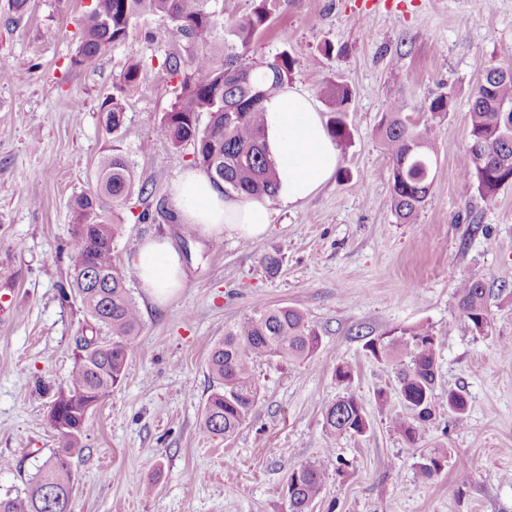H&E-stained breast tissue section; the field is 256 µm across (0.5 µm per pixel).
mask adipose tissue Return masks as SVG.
<instances>
[{"label":"adipose tissue","mask_w":512,"mask_h":512,"mask_svg":"<svg viewBox=\"0 0 512 512\" xmlns=\"http://www.w3.org/2000/svg\"><path fill=\"white\" fill-rule=\"evenodd\" d=\"M266 145L278 175L277 197L299 205L334 176L339 152L315 101L293 87H284L263 103ZM182 223L206 239L231 232L255 240L267 233L274 211L264 197H227L200 171L184 172L171 187ZM142 288L157 302L185 280L180 256L169 239L144 241L128 260Z\"/></svg>","instance_id":"adipose-tissue-1"}]
</instances>
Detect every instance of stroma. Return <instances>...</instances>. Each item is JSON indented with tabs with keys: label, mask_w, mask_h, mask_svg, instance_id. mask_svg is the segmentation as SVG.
I'll return each instance as SVG.
<instances>
[{
	"label": "stroma",
	"mask_w": 512,
	"mask_h": 512,
	"mask_svg": "<svg viewBox=\"0 0 512 512\" xmlns=\"http://www.w3.org/2000/svg\"><path fill=\"white\" fill-rule=\"evenodd\" d=\"M91 0H28L15 13L0 0V65H23L24 82L0 78V498L23 492L60 446L47 421L67 381L86 324L78 302L59 294L69 278L61 249L72 232L71 204L94 184L112 139L107 102L130 56L150 64L125 94L119 136L139 182L165 213L138 216V198L120 210L119 261L151 237L187 251L185 281L157 303L131 282L143 319L122 384L89 414L87 447L72 464L74 512H288L283 483L313 461L326 486L313 512H512V187L482 198L460 167L468 139V99L484 71L512 69V0H290L250 49L259 61L288 51L298 63L292 87L317 96L330 80L348 85L351 132L338 174L298 207L272 200L274 222L260 239L189 236L171 220L172 182L192 166V147L173 149L157 128L178 85L164 66L182 54L170 23L142 19L127 43L96 69L71 67L77 24ZM454 93L441 119L429 104ZM392 101L416 124L434 122L437 160L417 223H397L391 161L376 127ZM280 265L268 273L265 256ZM482 277L492 331L461 326L456 285ZM288 304L305 312L322 345L309 360L263 361L261 399L231 437L201 427L210 383L206 362L225 324ZM429 325L439 368L434 419L409 445L376 404L384 390L398 412L392 365L365 342L393 329ZM350 366L348 391L370 427L332 439L324 408L342 395L336 365ZM463 390L465 426L448 414V392ZM448 462L421 480L419 456L435 444ZM469 473L460 476L459 462ZM153 484V495H140Z\"/></svg>",
	"instance_id": "stroma-1"
}]
</instances>
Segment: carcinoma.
I'll list each match as a JSON object with an SVG mask.
<instances>
[{
	"mask_svg": "<svg viewBox=\"0 0 512 512\" xmlns=\"http://www.w3.org/2000/svg\"><path fill=\"white\" fill-rule=\"evenodd\" d=\"M225 2L93 0L70 64L92 66L109 47L126 42L145 16L168 20L183 34L186 46L185 55L166 60L167 70L178 77L179 88L161 119L159 134L175 149L191 146L194 165L224 185V191L271 198L276 195L277 174L265 152L262 104L289 83L297 59L286 50L259 65L243 57L288 0H255L252 12L234 20L226 30ZM221 32L231 38L224 42L227 54L217 51ZM145 70L142 59L131 57L121 74L119 95L111 98L105 112L112 120L110 133L115 138L125 123L121 94L136 86ZM320 94L332 113L331 135L341 143L349 135L343 116L352 92L348 85L331 81L321 87ZM453 108L450 93L435 97L429 105L435 118L448 115ZM204 114L208 121L203 125ZM377 134L392 159L394 215L400 224H413L431 189L430 177L423 172L432 170L436 161L434 126L408 123L400 104L393 102L382 114ZM415 143L419 147L414 149ZM463 170L475 179L484 198L512 184V69L490 67L472 92ZM135 192L152 197L147 186H136L132 163L114 144L98 166L93 187L73 200L74 228L66 245L69 290L62 291V298L79 300L91 335L78 337L75 365L48 412L49 424L60 436V448L37 469L26 492L0 499V512H73L78 474L71 459L86 448L83 438L89 412L121 384L131 344L142 326L140 308L129 288L132 271L112 253L114 242L126 231L115 209ZM456 295L464 329L480 336L491 332L484 280L476 276L461 279ZM320 347V332L293 306L259 311L225 326L224 337L213 345L206 362L211 385L202 428L213 436L235 434L260 398L255 364L271 359L305 361ZM365 348L373 357L396 366L404 409L386 413L387 424L408 444H418L433 416L436 337L429 326L419 324L371 339ZM334 375L345 393L325 407V432L334 439L362 435L370 424L362 403L348 392L351 369L338 364ZM448 410L456 425H466L468 403L462 392L448 390ZM447 462L448 449L435 446L420 455L418 474L431 480ZM324 485V470L316 463L293 468L284 486L289 512H311Z\"/></svg>",
	"mask_w": 512,
	"mask_h": 512,
	"instance_id": "cac0c4a2",
	"label": "carcinoma"
}]
</instances>
